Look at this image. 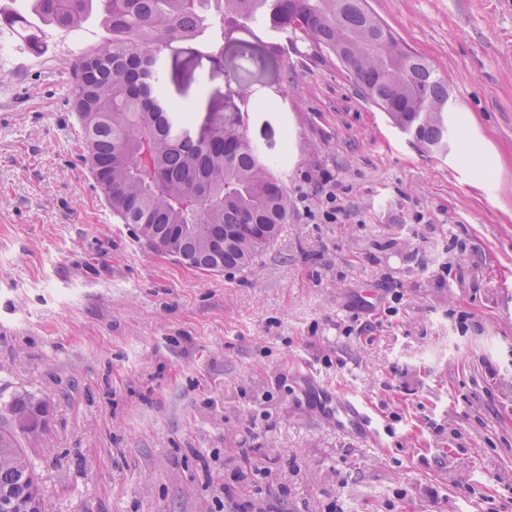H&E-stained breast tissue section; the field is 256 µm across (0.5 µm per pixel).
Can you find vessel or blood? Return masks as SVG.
<instances>
[{
	"mask_svg": "<svg viewBox=\"0 0 512 512\" xmlns=\"http://www.w3.org/2000/svg\"><path fill=\"white\" fill-rule=\"evenodd\" d=\"M305 399L325 422L343 434L362 438L374 432L366 408L347 393L314 386L306 391Z\"/></svg>",
	"mask_w": 512,
	"mask_h": 512,
	"instance_id": "1",
	"label": "vessel or blood"
}]
</instances>
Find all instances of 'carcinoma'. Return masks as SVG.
I'll return each instance as SVG.
<instances>
[{"label": "carcinoma", "mask_w": 512, "mask_h": 512, "mask_svg": "<svg viewBox=\"0 0 512 512\" xmlns=\"http://www.w3.org/2000/svg\"><path fill=\"white\" fill-rule=\"evenodd\" d=\"M11 13L39 53L46 28L78 32L92 16L103 39L72 65L71 101L83 130V159L112 213L154 249L174 240L178 260L204 272L249 265L288 221V191L243 123L211 118L206 136L185 133L192 104L165 94L161 57L174 43L204 42L224 59L249 24L309 40L346 69L360 94L426 153L448 152V83L407 49L362 0H25ZM224 237V248L212 241ZM32 405L19 396L0 413L1 494L28 492L44 512L39 478L9 416Z\"/></svg>", "instance_id": "obj_1"}]
</instances>
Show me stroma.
<instances>
[{
    "mask_svg": "<svg viewBox=\"0 0 512 512\" xmlns=\"http://www.w3.org/2000/svg\"><path fill=\"white\" fill-rule=\"evenodd\" d=\"M368 3L447 79V155L308 42L258 64L249 30L219 65L166 51L197 120L233 119L232 84L277 99L245 120L288 222L222 273L146 245L84 162L70 67L100 29L50 31L36 56L0 26V408L48 406L28 450L46 512H512V0ZM311 379L375 435L321 421Z\"/></svg>",
    "mask_w": 512,
    "mask_h": 512,
    "instance_id": "1",
    "label": "stroma"
}]
</instances>
